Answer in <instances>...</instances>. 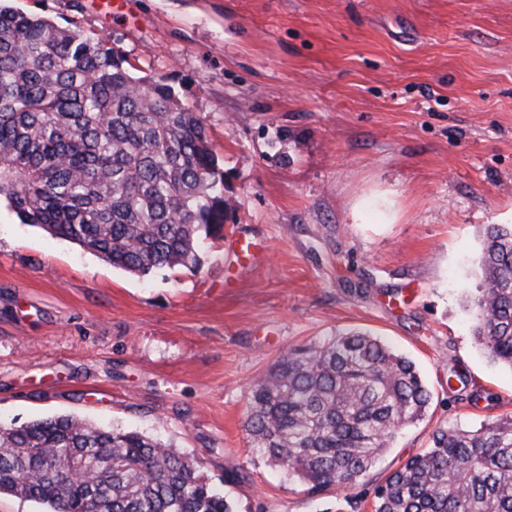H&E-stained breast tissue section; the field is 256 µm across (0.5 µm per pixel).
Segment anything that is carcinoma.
<instances>
[{
  "mask_svg": "<svg viewBox=\"0 0 512 512\" xmlns=\"http://www.w3.org/2000/svg\"><path fill=\"white\" fill-rule=\"evenodd\" d=\"M93 34L0 6V200L140 278L198 264L224 229L206 124L161 78L135 77ZM474 335L512 370V225L491 224ZM416 365L367 333L280 355L250 385L251 450L312 494H347L420 420ZM46 512H237L198 462L135 431L63 416L0 425V495ZM373 512H512V416L438 429L374 491Z\"/></svg>",
  "mask_w": 512,
  "mask_h": 512,
  "instance_id": "1",
  "label": "carcinoma"
}]
</instances>
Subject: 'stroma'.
Masks as SVG:
<instances>
[{
  "mask_svg": "<svg viewBox=\"0 0 512 512\" xmlns=\"http://www.w3.org/2000/svg\"><path fill=\"white\" fill-rule=\"evenodd\" d=\"M104 37L207 125L231 208L198 267L142 279L0 203V423L73 415L159 438L239 512H372L433 430L512 414L472 335L484 229L512 225V0H10ZM246 238L265 254H236ZM432 399L350 497L252 454L248 385L340 332Z\"/></svg>",
  "mask_w": 512,
  "mask_h": 512,
  "instance_id": "stroma-1",
  "label": "stroma"
}]
</instances>
